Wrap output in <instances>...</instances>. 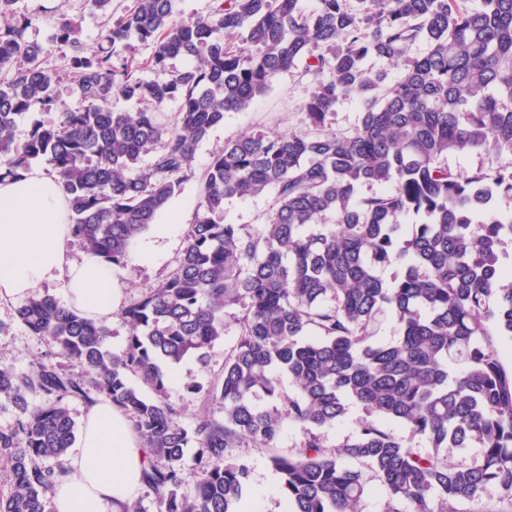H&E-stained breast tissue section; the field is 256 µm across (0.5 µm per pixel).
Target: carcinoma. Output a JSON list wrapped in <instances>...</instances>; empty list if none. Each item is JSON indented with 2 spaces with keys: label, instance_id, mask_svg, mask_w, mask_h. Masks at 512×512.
<instances>
[{
  "label": "carcinoma",
  "instance_id": "carcinoma-1",
  "mask_svg": "<svg viewBox=\"0 0 512 512\" xmlns=\"http://www.w3.org/2000/svg\"><path fill=\"white\" fill-rule=\"evenodd\" d=\"M298 2L215 0L210 15L184 20L172 0H130L104 29L108 47L90 57L60 23L58 70L25 36L33 15L0 0V180L47 160L66 195L69 236L115 266L194 175L196 147L224 113L249 108L300 60L318 76L305 131L242 135L212 159L175 269L120 313L122 354L106 349L105 323L50 294L16 310L80 374L51 359L21 374L0 369V398L18 411L0 429L10 477L0 512H49L57 472L43 461L72 447L66 403H95L92 387L149 448L142 481L160 512H242L251 468L229 449L275 448L286 426L300 428L298 450L269 461L291 512H361L368 478L345 458L384 487L385 512H459L490 492L512 505V369L499 343L512 338V215L493 209L512 196V166L498 164L512 153V0H316L308 13ZM132 39L155 45L151 80L128 56ZM421 42L425 51L411 53ZM177 56L197 62L172 72ZM370 56L400 65V79L366 67ZM64 77L81 106L33 122L16 141L19 118L58 108ZM116 93L137 110L115 111ZM343 99L362 107L349 132L328 123ZM171 101L178 120L163 128L155 114ZM471 151L484 156L480 166L448 168V154ZM267 189L274 204L254 231L220 220L224 201ZM391 266L401 270L386 281L380 271ZM231 308L240 334L206 394L224 419L203 414L184 428L168 397L171 371L206 358ZM385 314L398 330L391 342L378 339ZM283 373L295 394L284 393ZM352 405L365 412L356 434L326 450L316 430ZM471 447L480 452L469 459L448 454ZM188 448L197 480L185 491Z\"/></svg>",
  "mask_w": 512,
  "mask_h": 512
}]
</instances>
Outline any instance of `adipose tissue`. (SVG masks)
<instances>
[{"label": "adipose tissue", "mask_w": 512, "mask_h": 512, "mask_svg": "<svg viewBox=\"0 0 512 512\" xmlns=\"http://www.w3.org/2000/svg\"><path fill=\"white\" fill-rule=\"evenodd\" d=\"M68 206L57 177L31 167L0 180V301L61 285L87 316L111 321L122 290L112 263L68 250ZM146 450L129 417L108 402L88 406L65 456L51 512H121L142 485Z\"/></svg>", "instance_id": "obj_1"}]
</instances>
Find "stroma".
Returning <instances> with one entry per match:
<instances>
[{
	"label": "stroma",
	"mask_w": 512,
	"mask_h": 512,
	"mask_svg": "<svg viewBox=\"0 0 512 512\" xmlns=\"http://www.w3.org/2000/svg\"><path fill=\"white\" fill-rule=\"evenodd\" d=\"M48 5V13L32 24L26 37L47 48L50 63H57L60 56L51 42V36L63 21L73 27L83 53L98 50L102 43L100 17L84 0H48ZM314 85V75L308 73L304 64L300 63L280 73L269 90L259 96L248 110L225 113L223 125L214 128L199 144L193 162L195 175L183 184L179 195L172 201L173 206L182 208L187 220L193 219L203 188L204 172L214 156L223 152L226 141L243 133L262 131L273 135L304 129L302 106ZM273 198V193L268 192L226 201L224 221L249 228L262 224L271 209ZM187 232L188 227L183 224L173 237L157 241L156 262L143 264L133 258L127 266L118 267L123 305L137 301L144 291L154 287L161 276L174 267L185 246ZM16 309V303L0 302V368L23 372L32 364L53 356L55 348L49 341L30 335L18 321ZM238 334L236 321L228 320L223 339L208 350L206 362L189 357L173 370L168 395L180 408L178 422L181 426L192 427L197 415L205 410L215 418H223V410L217 404L208 402L205 393L221 372L224 356L236 344ZM301 437L300 429L288 427L282 431L276 449L253 445L233 449V456L246 459L252 468L245 500L253 512H283L285 502L278 491L279 477L271 467L269 457L275 450L284 453L293 451Z\"/></svg>",
	"instance_id": "1"
}]
</instances>
